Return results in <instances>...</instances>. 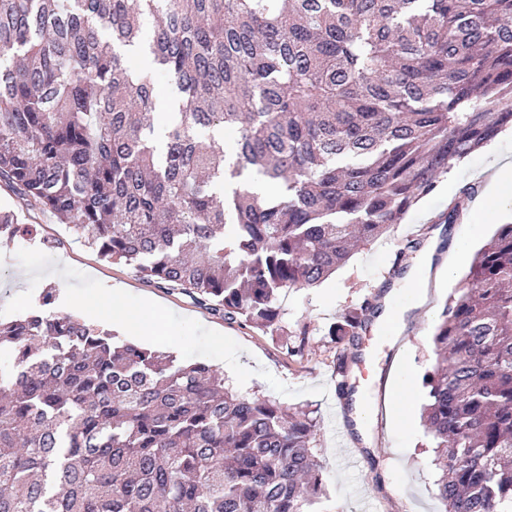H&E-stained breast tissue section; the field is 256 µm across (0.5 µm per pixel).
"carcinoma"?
Instances as JSON below:
<instances>
[{
	"mask_svg": "<svg viewBox=\"0 0 512 512\" xmlns=\"http://www.w3.org/2000/svg\"><path fill=\"white\" fill-rule=\"evenodd\" d=\"M118 46L173 79L160 146L151 76ZM509 125L512 0H0V182L102 260L266 335L288 289L393 231ZM254 176L277 195L252 193ZM425 241H401L384 287ZM54 303L48 288L0 321V512H312L313 411ZM372 308L328 334L354 340ZM308 335L282 346L300 356ZM432 343L437 498L512 512V224L475 252Z\"/></svg>",
	"mask_w": 512,
	"mask_h": 512,
	"instance_id": "carcinoma-1",
	"label": "carcinoma"
}]
</instances>
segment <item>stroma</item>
Returning a JSON list of instances; mask_svg holds the SVG:
<instances>
[{"label": "stroma", "mask_w": 512, "mask_h": 512, "mask_svg": "<svg viewBox=\"0 0 512 512\" xmlns=\"http://www.w3.org/2000/svg\"><path fill=\"white\" fill-rule=\"evenodd\" d=\"M494 155L481 149L457 163L437 191L423 198L397 225L359 250L327 280L314 288H292L280 300L285 331L307 324L302 356H290L278 336L224 320L190 297L142 280L130 268L100 259L49 213L0 183V207L16 211L22 222L8 239L0 238V275L13 286L0 288V320L9 321L35 309L45 289H55L54 310L82 315L87 304H102L110 289L124 292L134 308L151 300L159 320L141 344L174 353L182 362H204L220 368L236 391L264 396L316 412L318 458L325 493L321 512H443L435 496L438 470L419 418V401L400 405L399 381L411 376L420 389L422 373L433 361L432 334L444 302L459 288L470 261L454 262L451 251L435 253V264L454 262L448 280L426 272L418 308L403 323L371 321L354 344L329 336L331 324L360 307L385 280L404 237L429 226L448 199L468 183L480 182ZM512 223V206H501L490 219L458 223L453 235L477 250L500 225ZM347 359L349 394H336L338 356ZM362 395L369 413L356 426L351 398Z\"/></svg>", "instance_id": "obj_1"}]
</instances>
